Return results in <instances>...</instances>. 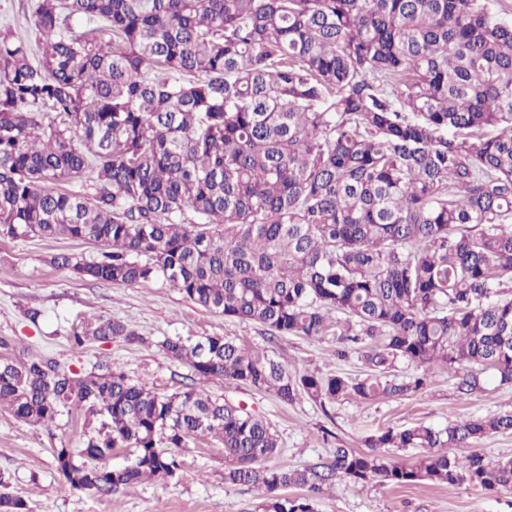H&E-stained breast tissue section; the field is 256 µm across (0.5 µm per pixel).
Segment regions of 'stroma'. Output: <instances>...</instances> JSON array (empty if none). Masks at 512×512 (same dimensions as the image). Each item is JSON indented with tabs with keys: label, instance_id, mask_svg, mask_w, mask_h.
Returning <instances> with one entry per match:
<instances>
[{
	"label": "stroma",
	"instance_id": "stroma-1",
	"mask_svg": "<svg viewBox=\"0 0 512 512\" xmlns=\"http://www.w3.org/2000/svg\"><path fill=\"white\" fill-rule=\"evenodd\" d=\"M103 250L101 244L65 236L0 239V338L15 349L50 357L85 374L109 363L136 383L167 393L189 384L192 372L161 351L165 338L197 341L221 336L259 355L272 352L263 327L202 308L163 281L111 286L52 263L60 254L92 261ZM32 309L39 310L38 320H29ZM103 319L128 324L141 335V342L93 340L80 350L71 347L74 330ZM281 346L293 372L316 369L354 378L364 370L358 357L337 361L329 336H289ZM210 390L273 427L280 451L270 463L276 467L326 461L336 444L360 448L366 434L386 427L439 428L457 418L512 412V384L492 380L483 391L463 397L455 376L445 370L436 371L424 390L406 398L362 403L351 397L324 408L305 398L287 405L272 394L231 381L211 385ZM327 429L333 433L328 440L323 437ZM84 439L80 413L44 425L20 421L0 407V476L13 494L27 501L30 512H247L258 497L253 489L225 484L224 448L210 437L190 441L182 449L179 480L143 482L107 496L90 495L65 484L54 456L61 446L82 448ZM312 506L314 512H512V491L489 492L465 482L392 486L342 479Z\"/></svg>",
	"mask_w": 512,
	"mask_h": 512
}]
</instances>
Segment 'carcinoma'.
I'll return each mask as SVG.
<instances>
[{
    "instance_id": "1",
    "label": "carcinoma",
    "mask_w": 512,
    "mask_h": 512,
    "mask_svg": "<svg viewBox=\"0 0 512 512\" xmlns=\"http://www.w3.org/2000/svg\"><path fill=\"white\" fill-rule=\"evenodd\" d=\"M31 42L0 27V239L102 243L55 262L120 286L161 279L274 343L331 335L366 374L292 372L222 336L168 338L193 374L160 393L108 364L79 374L0 342V406L49 424L81 410L65 483L109 494L179 478L188 440L224 446L252 512H314L345 478L512 491V457L470 448L512 413L388 427L328 462L270 467L278 437L211 394L226 380L324 407L400 399L448 368L470 395L512 384V22L484 0H37ZM93 175L88 196L57 183ZM221 224L224 231L210 230ZM147 342L106 320L72 336ZM423 369L392 374L398 361ZM121 448L129 463L106 461ZM419 448L412 463L395 452ZM294 487L303 497H288ZM0 512H29L0 493Z\"/></svg>"
}]
</instances>
